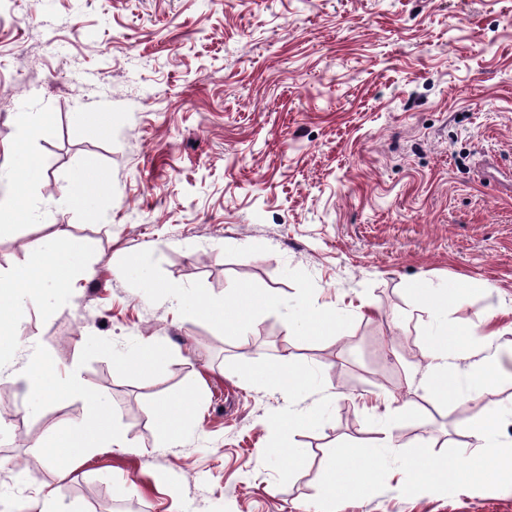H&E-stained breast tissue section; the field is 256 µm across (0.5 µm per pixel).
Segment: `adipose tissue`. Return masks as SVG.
<instances>
[{"label": "adipose tissue", "instance_id": "ef3b65f1", "mask_svg": "<svg viewBox=\"0 0 512 512\" xmlns=\"http://www.w3.org/2000/svg\"><path fill=\"white\" fill-rule=\"evenodd\" d=\"M71 244L62 238H50L32 247L26 264L21 269L0 273V354L13 350L15 328L23 306L37 302L40 287H62L70 280L68 258ZM166 301L197 314H204L221 324L231 335H245L249 327L248 315L256 310L276 307L279 299L271 292L239 291L234 301L210 300L202 304L187 301L179 290H169ZM474 331L467 325H443L424 351L427 361L422 379L423 397L431 402L461 396V389L453 380L448 356L458 346L459 339L471 338ZM28 395L44 400L55 396L77 397L85 401L89 414L76 427L53 431L49 438L35 443L29 449L31 460L39 464L66 468L79 465L103 448H124L125 434L112 421V409L104 394L88 390L73 371H60L48 358L37 355L20 374ZM258 381L266 387L298 394L309 387L308 373L298 370L288 358L268 363ZM201 392L196 383H189L184 396L165 403L153 411L156 438L162 447L176 445L179 438L194 425L193 408L199 403Z\"/></svg>", "mask_w": 512, "mask_h": 512}]
</instances>
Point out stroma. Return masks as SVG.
Wrapping results in <instances>:
<instances>
[{
    "mask_svg": "<svg viewBox=\"0 0 512 512\" xmlns=\"http://www.w3.org/2000/svg\"><path fill=\"white\" fill-rule=\"evenodd\" d=\"M43 161L26 188L15 177ZM495 161L497 170H487ZM107 184L68 207L87 167ZM512 0H0V197L21 198L0 229V270L46 238L75 245L66 293L25 309L15 369L31 352L105 394L127 449L17 480L27 436L82 423L84 402L31 405L0 379V512H27L39 489L79 512H309L330 449L466 443L512 380L459 401L423 400V352L439 325L466 323L453 378L512 350ZM456 287L434 314L423 284ZM188 299L273 291L243 336ZM336 310L319 336L304 300ZM166 351L140 373L141 340ZM309 371L296 397L258 384L280 354ZM202 399L172 448L156 444L151 405L189 379ZM411 403L413 412L395 418ZM319 412L296 431L298 471L262 458L284 407ZM384 491L337 512H512V489L403 496Z\"/></svg>",
    "mask_w": 512,
    "mask_h": 512,
    "instance_id": "1",
    "label": "stroma"
}]
</instances>
